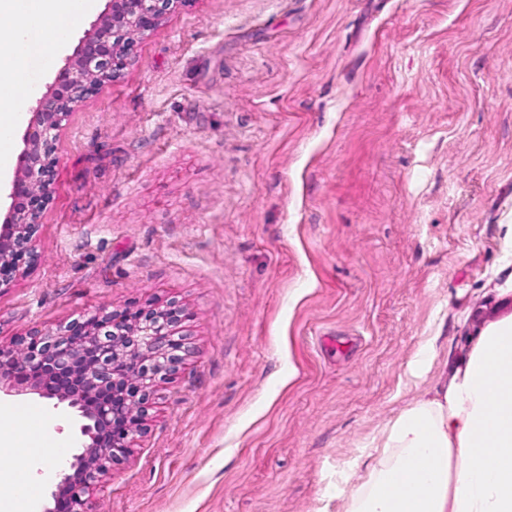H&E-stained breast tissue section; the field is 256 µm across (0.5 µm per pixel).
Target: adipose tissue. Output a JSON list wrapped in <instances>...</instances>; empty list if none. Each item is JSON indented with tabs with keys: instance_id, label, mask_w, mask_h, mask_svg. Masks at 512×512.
<instances>
[{
	"instance_id": "adipose-tissue-1",
	"label": "adipose tissue",
	"mask_w": 512,
	"mask_h": 512,
	"mask_svg": "<svg viewBox=\"0 0 512 512\" xmlns=\"http://www.w3.org/2000/svg\"><path fill=\"white\" fill-rule=\"evenodd\" d=\"M94 0H0V105L20 111L41 57L61 44L69 20ZM52 431L40 410L0 406V446ZM366 474L350 472L346 512H512V314L489 323L448 379L425 392L370 445ZM23 480L0 474V512H36L40 469Z\"/></svg>"
}]
</instances>
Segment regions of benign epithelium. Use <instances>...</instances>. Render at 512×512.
<instances>
[{"label": "benign epithelium", "mask_w": 512, "mask_h": 512, "mask_svg": "<svg viewBox=\"0 0 512 512\" xmlns=\"http://www.w3.org/2000/svg\"><path fill=\"white\" fill-rule=\"evenodd\" d=\"M184 0H108L46 91L36 98L0 220V286L38 260L36 241L53 199L57 141L72 110L119 79L133 61L135 37L153 31ZM184 310H98L55 329L0 344V391L31 392L68 403L87 420L71 474L52 492L47 512H93L90 492L122 462L143 431L155 387L176 375L193 347L182 334Z\"/></svg>", "instance_id": "7a95c632"}]
</instances>
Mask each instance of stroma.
<instances>
[{"label":"stroma","instance_id":"stroma-1","mask_svg":"<svg viewBox=\"0 0 512 512\" xmlns=\"http://www.w3.org/2000/svg\"><path fill=\"white\" fill-rule=\"evenodd\" d=\"M57 155L0 342L174 300L194 347L96 512H345L372 440L512 314V0H185ZM0 402L77 454L76 409Z\"/></svg>","mask_w":512,"mask_h":512}]
</instances>
